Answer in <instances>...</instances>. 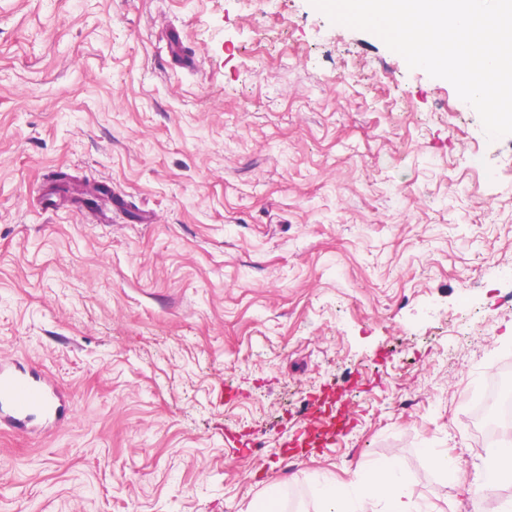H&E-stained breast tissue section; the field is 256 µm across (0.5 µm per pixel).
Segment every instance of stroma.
<instances>
[{
	"label": "stroma",
	"mask_w": 512,
	"mask_h": 512,
	"mask_svg": "<svg viewBox=\"0 0 512 512\" xmlns=\"http://www.w3.org/2000/svg\"><path fill=\"white\" fill-rule=\"evenodd\" d=\"M0 359L67 407L0 422V512H316L388 459L474 512L512 135L310 0H0ZM326 391L351 427L288 453Z\"/></svg>",
	"instance_id": "35a3bbf8"
}]
</instances>
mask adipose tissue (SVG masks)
Segmentation results:
<instances>
[{"label": "adipose tissue", "instance_id": "ef3b65f1", "mask_svg": "<svg viewBox=\"0 0 512 512\" xmlns=\"http://www.w3.org/2000/svg\"><path fill=\"white\" fill-rule=\"evenodd\" d=\"M353 477L363 480V492L351 497L339 484H327L320 493L321 512H410L402 499L401 476L395 466L381 463L369 475L357 470Z\"/></svg>", "mask_w": 512, "mask_h": 512}]
</instances>
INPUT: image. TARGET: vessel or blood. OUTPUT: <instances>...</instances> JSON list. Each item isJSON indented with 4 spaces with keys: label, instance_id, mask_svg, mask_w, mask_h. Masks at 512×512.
I'll use <instances>...</instances> for the list:
<instances>
[{
    "label": "vessel or blood",
    "instance_id": "b4317fda",
    "mask_svg": "<svg viewBox=\"0 0 512 512\" xmlns=\"http://www.w3.org/2000/svg\"><path fill=\"white\" fill-rule=\"evenodd\" d=\"M0 414L7 415L17 428H25L34 419L59 421L64 409L47 385L34 373L0 362ZM348 425V419L334 402H322L314 425L306 438L296 439V446L308 440L328 439Z\"/></svg>",
    "mask_w": 512,
    "mask_h": 512
}]
</instances>
